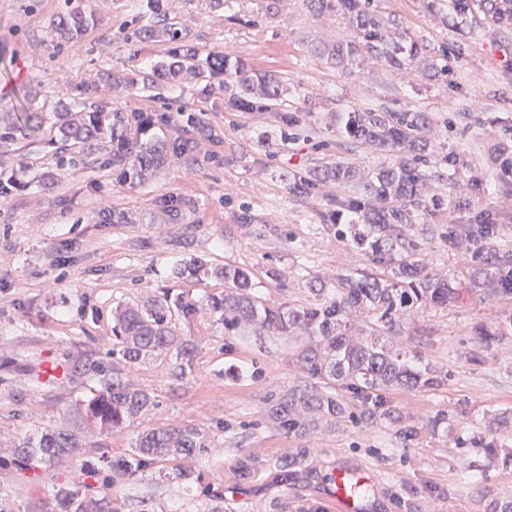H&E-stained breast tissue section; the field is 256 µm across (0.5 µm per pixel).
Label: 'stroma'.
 I'll return each instance as SVG.
<instances>
[{"mask_svg": "<svg viewBox=\"0 0 512 512\" xmlns=\"http://www.w3.org/2000/svg\"><path fill=\"white\" fill-rule=\"evenodd\" d=\"M87 2L98 22L71 47L50 37L65 0H0V128L13 125L17 112L45 113L84 93L165 115L161 131L169 138L181 134L189 110L205 131L195 137L193 160L170 163L143 184L99 162L59 166L47 124L15 128L11 140L0 141V449L68 422L95 385L70 371L72 360L111 349L117 305L182 288L172 272L186 259L246 269L255 294L272 306L316 303L311 284L368 267L364 253L331 227L346 189L308 176L326 156L365 173L392 164L336 126L340 113L379 104L431 116L433 176L424 198H447L452 181L479 186L468 207L422 212L411 230L421 258L454 277L460 296L448 309H415L401 339L450 377L430 391L386 392V413L375 419L294 437L266 416L282 393L309 383L294 344L235 335L204 313L182 327L199 344L192 375L174 380L166 356L121 365L125 379L152 389L155 406L122 432L82 433L64 465L34 473L0 468V512H56L55 489L80 463L127 455L140 432L171 423L211 437L207 451L183 460L187 482L143 473L106 491L110 512H331L323 480L338 465L374 473L364 512H485L491 498L512 496V468L455 445L484 431L494 412L512 408V340L483 364L463 358L476 321L512 315V295L479 302L467 280L478 249H512V175L493 162L500 146L512 144V27L480 13L456 17L448 0H374L380 25L397 40H417L424 52L399 70L369 59L344 73L315 51L351 35L338 14L311 15L303 0H235L225 9L210 0H167L192 44L281 78V98L302 127L287 134L268 115L232 110L220 84L204 97L188 79L158 96L139 84L101 80L108 70L138 76L171 44L125 40V29L141 22L136 0ZM442 56L448 73L431 78L428 64ZM299 178L308 185L292 193ZM172 205L180 211L175 221ZM106 210L128 215L129 223L103 220ZM482 215L495 232L475 241L461 228ZM45 362L66 366L64 378L40 382ZM442 410L453 422L431 433L428 421ZM409 427L414 436L403 437ZM294 456L301 459L296 475L281 479V466Z\"/></svg>", "mask_w": 512, "mask_h": 512, "instance_id": "obj_1", "label": "stroma"}]
</instances>
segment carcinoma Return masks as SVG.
<instances>
[{"mask_svg": "<svg viewBox=\"0 0 512 512\" xmlns=\"http://www.w3.org/2000/svg\"><path fill=\"white\" fill-rule=\"evenodd\" d=\"M314 16L337 12L353 30L347 38L320 49L331 64L349 70L355 61L372 59L388 68H401L418 58L421 52L414 40L395 42L377 22L371 0H304ZM457 14H471L479 8L498 25L512 26V0H450ZM149 23L126 34V39L150 41L165 37L173 43L167 57L141 75L147 88L173 85L191 75L200 83V94L212 91V80L225 75L232 78L224 87H232L230 104L239 112H270L275 121L296 129L295 113L282 108L277 78L248 68L241 58L228 56L182 41L177 22L164 7V0H146ZM96 16L88 14L77 0L52 21L50 34L57 43L80 42ZM56 137L75 148L73 159L93 155L106 156L105 165L139 182L154 171L193 151L191 138L146 136L155 126L148 116L125 109H109L98 101L78 102V115L61 105L55 109ZM431 126L426 112H395L383 107L348 112L340 132L356 141L367 142L385 154H401L405 160L397 166L379 167L368 178L359 175L351 163L324 161L313 172V179L335 182L349 189L350 196L341 206L362 215L364 228L352 239L370 263L378 267L360 270L354 275L336 277V287L316 288L321 301L309 306L283 303L262 304L253 292L250 273L227 264L212 270L191 259L174 271L181 280H199L207 272L224 281V291L202 298L187 292L172 293L164 288L134 306L117 310L112 320L114 337L111 355L123 363L135 365L161 355L175 358L173 376L183 379L192 374L198 344L183 336L176 321L191 323L203 307L219 315L224 329H251L254 335L267 333L302 342L296 360L307 378L325 385L340 384L355 390L361 408L354 412L331 393L314 388L290 389L268 408V418L290 435L303 437L324 425L344 418L356 422L374 417L383 406V393L394 388L430 390L440 386L437 374L408 346L395 341L401 335L407 313L416 306L448 308L459 298L448 276L427 269L418 248L406 229L415 213L443 205L440 198L425 201L419 187L428 179ZM512 267V250L489 249L482 253L469 272L477 285L476 299L512 295V276L503 275ZM472 348L467 361L479 364L484 353L512 336V316L494 323L476 322L472 327ZM74 368L93 377L95 393L81 400L71 411V423L51 427L22 439L12 452L10 464L30 470L38 464H51L68 457L78 447L79 433L96 430L112 434L154 405L153 394L123 380L120 370L110 361L78 358ZM506 433L512 438V409L494 416L489 435L474 437L472 443L482 456L504 468L512 467V442L497 438ZM210 447L208 436L193 426H169L142 432L134 448L113 460L100 457L82 470V475L109 486L154 469L158 463L170 468L157 470L158 477L179 483L190 473L180 462L191 459ZM58 512H106L101 500L79 496L70 488L57 490Z\"/></svg>", "mask_w": 512, "mask_h": 512, "instance_id": "1", "label": "carcinoma"}]
</instances>
